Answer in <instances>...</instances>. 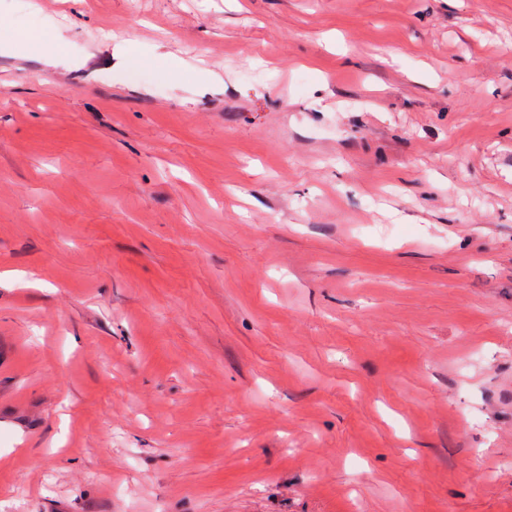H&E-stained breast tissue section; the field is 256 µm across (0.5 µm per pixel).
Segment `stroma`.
<instances>
[{
  "mask_svg": "<svg viewBox=\"0 0 512 512\" xmlns=\"http://www.w3.org/2000/svg\"><path fill=\"white\" fill-rule=\"evenodd\" d=\"M0 512H512V0H0Z\"/></svg>",
  "mask_w": 512,
  "mask_h": 512,
  "instance_id": "1",
  "label": "stroma"
}]
</instances>
